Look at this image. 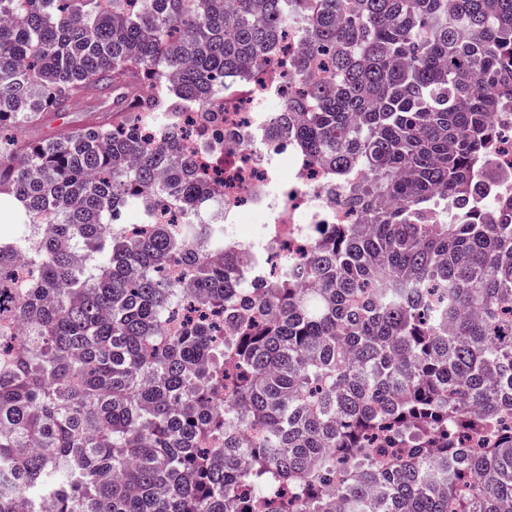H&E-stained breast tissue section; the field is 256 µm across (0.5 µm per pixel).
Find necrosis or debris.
<instances>
[{"mask_svg":"<svg viewBox=\"0 0 512 512\" xmlns=\"http://www.w3.org/2000/svg\"><path fill=\"white\" fill-rule=\"evenodd\" d=\"M306 39L304 25L288 29L284 53L250 66L241 80L225 86L224 138L200 143L188 138L206 165L211 205L198 222L239 226L248 217L262 218L256 238L242 241L238 269L253 282L267 280L285 268L302 267L318 224H353L357 218L347 199L367 178L354 166L337 176L301 154L294 140L269 131L270 100L288 94L293 62ZM493 125L498 144L492 165L501 177L488 183L494 199L512 197V110L496 112Z\"/></svg>","mask_w":512,"mask_h":512,"instance_id":"1","label":"necrosis or debris"}]
</instances>
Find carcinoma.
<instances>
[{
  "mask_svg": "<svg viewBox=\"0 0 512 512\" xmlns=\"http://www.w3.org/2000/svg\"><path fill=\"white\" fill-rule=\"evenodd\" d=\"M0 0V512H512V199L483 221L491 114L512 109V0ZM311 27L270 114L331 174L370 173L361 224L258 285L224 229L118 222L153 191L206 209L214 96ZM326 65L332 78L315 81ZM112 94L106 118L6 130ZM155 132L152 143L141 129ZM192 270L193 316L165 269Z\"/></svg>",
  "mask_w": 512,
  "mask_h": 512,
  "instance_id": "cac0c4a2",
  "label": "carcinoma"
}]
</instances>
